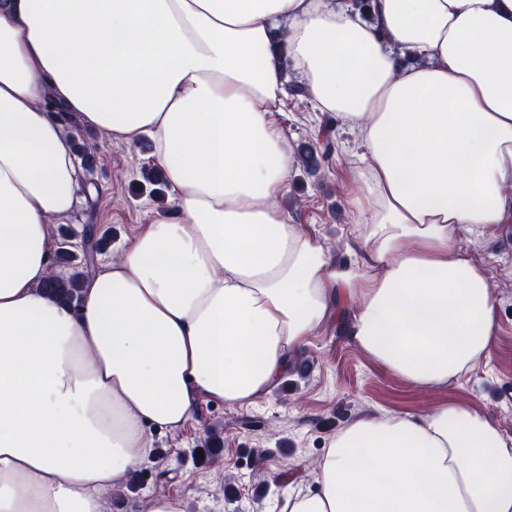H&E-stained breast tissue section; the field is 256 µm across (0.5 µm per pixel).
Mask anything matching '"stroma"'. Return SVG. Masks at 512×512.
<instances>
[{"instance_id": "stroma-1", "label": "stroma", "mask_w": 512, "mask_h": 512, "mask_svg": "<svg viewBox=\"0 0 512 512\" xmlns=\"http://www.w3.org/2000/svg\"><path fill=\"white\" fill-rule=\"evenodd\" d=\"M274 120L291 145L323 140L326 116L309 98L292 97ZM79 140L96 164L82 170L69 226L78 234L89 224L109 232L106 254L116 257L160 208L142 177L143 169L155 164L153 142L144 136L128 144L86 130ZM333 144L317 175L297 171L282 204L299 223L314 226L335 260L347 261L344 229L352 222L347 187L358 142L339 126ZM507 234L512 235V223L499 225L474 245L489 269L499 317L487 363L448 388L419 390L353 346L345 319H338L298 351V372L266 399L242 407L207 401L198 423L178 432H153V457L139 466L135 483L107 494V512H144L155 496L181 500L184 512H278L288 490L310 478L328 439L363 414L421 413L451 399L476 406L512 436V249L503 243ZM213 436L221 442L219 462L197 461L195 449Z\"/></svg>"}]
</instances>
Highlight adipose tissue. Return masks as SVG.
Segmentation results:
<instances>
[{
	"label": "adipose tissue",
	"instance_id": "obj_1",
	"mask_svg": "<svg viewBox=\"0 0 512 512\" xmlns=\"http://www.w3.org/2000/svg\"><path fill=\"white\" fill-rule=\"evenodd\" d=\"M295 81L359 137L348 264L279 204ZM78 124L150 136L169 194L73 310L43 285ZM509 222L512 0H0V512H104L150 429L266 398L341 312L446 388L494 345L472 245ZM282 512H512V437L459 401L359 416Z\"/></svg>",
	"mask_w": 512,
	"mask_h": 512
}]
</instances>
